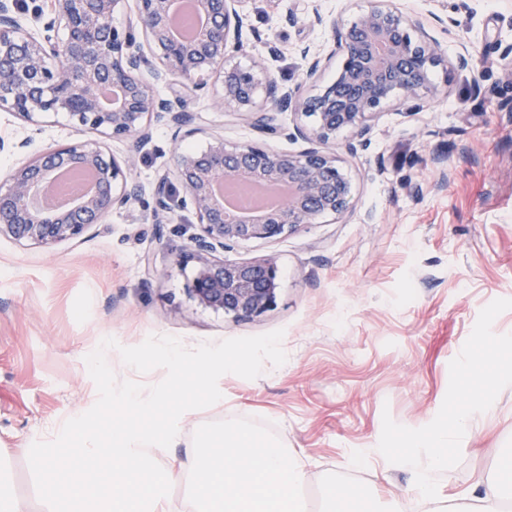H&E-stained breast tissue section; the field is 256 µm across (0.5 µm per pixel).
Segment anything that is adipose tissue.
Wrapping results in <instances>:
<instances>
[{
    "label": "adipose tissue",
    "instance_id": "obj_1",
    "mask_svg": "<svg viewBox=\"0 0 512 512\" xmlns=\"http://www.w3.org/2000/svg\"><path fill=\"white\" fill-rule=\"evenodd\" d=\"M405 462L413 480L399 512H502L501 480L477 481L452 507L432 478L434 469L446 467V459L422 465L409 456ZM178 468L200 476L193 512H308L300 459L236 421L203 431Z\"/></svg>",
    "mask_w": 512,
    "mask_h": 512
}]
</instances>
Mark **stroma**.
Here are the masks:
<instances>
[{
	"label": "stroma",
	"mask_w": 512,
	"mask_h": 512,
	"mask_svg": "<svg viewBox=\"0 0 512 512\" xmlns=\"http://www.w3.org/2000/svg\"><path fill=\"white\" fill-rule=\"evenodd\" d=\"M391 2L430 21L447 59L469 50L473 68H434L441 97L421 112L387 106L367 152L346 154L345 136L337 137L355 186L347 217L225 252L230 261L277 259V306L251 321L199 306L173 271L196 231L190 210L160 228L151 222L154 184L171 157L167 125L153 124L140 144L76 131L63 113L33 125L0 112V134L28 139L29 155L101 140L114 155L135 157L129 182L140 194L77 240L44 247L0 237V458L27 512L42 502L23 450L95 404L84 358L107 337L132 347L171 335L193 348L284 332L286 362L253 380L221 377V403L182 415L180 441L159 450L162 463L178 464L203 430L234 420L305 462L314 512H325L321 489L330 481L345 493L362 488L372 512H395L411 484L400 462L410 437L465 416L435 483L451 496L478 475L501 477L512 456V359L499 358L493 339L512 336V84L499 63L512 46V0ZM309 5L245 0L253 36L234 63L262 57L288 85L299 83V48L327 37L309 25ZM192 109L198 130L185 148L216 136L282 152L303 147L261 136L211 97ZM147 257L156 275L144 274Z\"/></svg>",
	"instance_id": "35a3bbf8"
}]
</instances>
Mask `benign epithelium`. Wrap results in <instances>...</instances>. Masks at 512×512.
I'll list each match as a JSON object with an SVG mask.
<instances>
[{
  "label": "benign epithelium",
  "mask_w": 512,
  "mask_h": 512,
  "mask_svg": "<svg viewBox=\"0 0 512 512\" xmlns=\"http://www.w3.org/2000/svg\"><path fill=\"white\" fill-rule=\"evenodd\" d=\"M116 2L47 0L30 10L19 0H0V110L26 121L64 112L80 128L112 139L144 140L151 123L170 126L171 168L154 187L153 223H170L177 192L180 207L191 208L200 229L173 267L183 271L193 264L186 291L199 305L235 321L259 318L277 306L276 260L228 261L224 251L345 216L353 207L352 181L329 143L346 130L345 150L356 156L370 147L373 122L385 107L420 110L436 97L429 73L443 61V45L423 21L389 0H373L356 16L340 19L325 18L315 4L310 22L329 28L331 39L314 51L303 49L302 82L290 88L262 58L247 68L228 63L230 54L245 50L244 0H198L207 25L189 41L170 35L172 0H135L122 30L112 25ZM336 58V78L319 85ZM210 78L220 85L224 112L263 136L284 132L307 147L283 153L229 147L215 137L203 149L182 148L196 132L190 104ZM111 87L119 97L105 106L100 93ZM162 87L168 96L161 95ZM283 112L299 119L291 132L278 121ZM134 164L133 157L120 160L97 143L74 142L11 166L0 173V236L47 247L84 236L112 211L139 201L128 181ZM76 166L99 173L90 195L62 212L32 205L51 173ZM231 178L285 182L291 192L276 209L230 222L215 188Z\"/></svg>",
  "instance_id": "1"
}]
</instances>
